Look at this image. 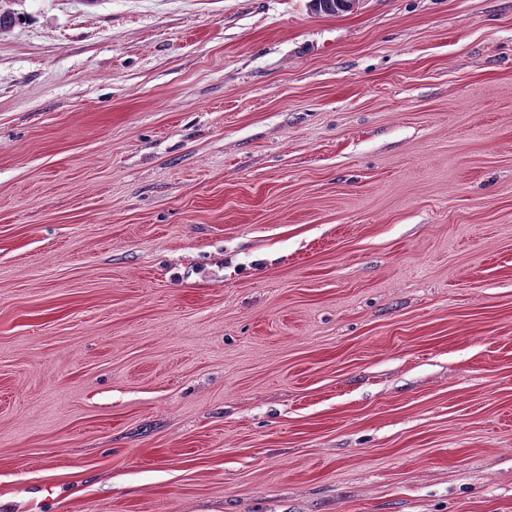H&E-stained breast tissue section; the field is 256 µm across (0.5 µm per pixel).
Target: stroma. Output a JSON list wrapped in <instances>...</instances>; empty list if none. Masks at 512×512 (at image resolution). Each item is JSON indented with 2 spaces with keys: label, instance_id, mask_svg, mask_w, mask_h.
<instances>
[{
  "label": "stroma",
  "instance_id": "stroma-1",
  "mask_svg": "<svg viewBox=\"0 0 512 512\" xmlns=\"http://www.w3.org/2000/svg\"><path fill=\"white\" fill-rule=\"evenodd\" d=\"M0 5V512H512V0Z\"/></svg>",
  "mask_w": 512,
  "mask_h": 512
}]
</instances>
